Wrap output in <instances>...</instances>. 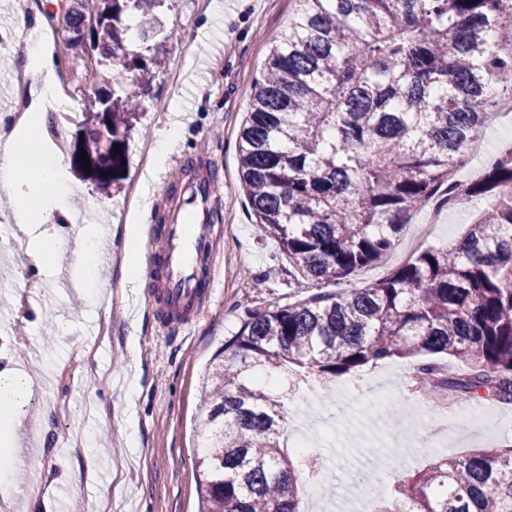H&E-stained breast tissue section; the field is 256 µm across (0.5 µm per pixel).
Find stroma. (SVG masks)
Masks as SVG:
<instances>
[{"mask_svg":"<svg viewBox=\"0 0 512 512\" xmlns=\"http://www.w3.org/2000/svg\"><path fill=\"white\" fill-rule=\"evenodd\" d=\"M291 0H162L159 15L170 33L156 46L164 66L150 70L141 92L143 107L125 142L126 175L109 193L100 192L88 171L72 159L64 175L72 190L68 204L104 233L98 250L104 262L91 289L96 305L70 288L76 232H69L53 265L32 264L33 252L19 233L13 207L0 190V267L8 269L10 296L0 300V329L13 318L14 293H29L21 320L28 341L0 352L5 366L27 370L38 394L20 407L12 448V474L49 462L51 481L43 493L19 497L11 512H197L202 383L225 341L244 319L271 304L287 303V274H273L281 257L248 210L239 178L238 141L253 84L272 46L288 25ZM56 75L67 104L79 114L68 130L70 148L96 131L91 92L81 82V59L55 45ZM483 154L471 155L462 177L482 169L512 146V119L496 116L481 133ZM167 144L162 164H144L145 148ZM206 157L220 172L216 204L223 221L215 288L185 335L161 337L143 305L151 271L124 281L121 268L129 226L139 233L160 224L157 201L180 186L177 160ZM473 218L464 210L430 223L418 211L403 230L398 248L381 264L359 273L355 285L382 277L423 243L447 246L464 237ZM289 416H325L336 445L315 449L337 502L348 504L349 480L363 474L367 487L392 485L393 459L419 469L435 452L415 445V415L400 426L371 405L344 399L336 385L311 383L288 398ZM482 415L454 419L451 458L473 448L496 447L512 426V405L485 399Z\"/></svg>","mask_w":512,"mask_h":512,"instance_id":"stroma-1","label":"stroma"}]
</instances>
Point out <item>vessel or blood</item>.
Here are the masks:
<instances>
[{"mask_svg": "<svg viewBox=\"0 0 512 512\" xmlns=\"http://www.w3.org/2000/svg\"><path fill=\"white\" fill-rule=\"evenodd\" d=\"M208 162H201L197 175H184L181 197L166 208L165 248L155 251L156 230H148L145 243L150 261H161L162 271L149 290L145 302L160 334L190 327L201 313L206 292L192 275L197 253L217 251L219 229L211 221L212 200L217 192L210 179Z\"/></svg>", "mask_w": 512, "mask_h": 512, "instance_id": "obj_1", "label": "vessel or blood"}]
</instances>
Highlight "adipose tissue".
<instances>
[{"label":"adipose tissue","instance_id":"ef3b65f1","mask_svg":"<svg viewBox=\"0 0 512 512\" xmlns=\"http://www.w3.org/2000/svg\"><path fill=\"white\" fill-rule=\"evenodd\" d=\"M28 70L38 98L54 93L53 52L41 38L29 46ZM59 163L39 132L10 137L0 148V187L18 194L22 200L15 213L18 229L28 238L44 263H51L61 241L58 226L65 218L48 210L49 197H68V186L58 180ZM29 379L21 372L0 375V445L11 446L14 408L29 397Z\"/></svg>","mask_w":512,"mask_h":512}]
</instances>
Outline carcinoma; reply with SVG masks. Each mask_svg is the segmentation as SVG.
Returning a JSON list of instances; mask_svg holds the SVG:
<instances>
[{
	"label": "carcinoma",
	"instance_id": "cac0c4a2",
	"mask_svg": "<svg viewBox=\"0 0 512 512\" xmlns=\"http://www.w3.org/2000/svg\"><path fill=\"white\" fill-rule=\"evenodd\" d=\"M288 27L252 88L239 140L251 214L288 258L305 290L250 314L214 364L199 458V512H303L299 465L284 436L286 394L260 384L291 365L330 382L393 358L446 355L468 372L441 385L458 397L512 405V148L461 183L495 200L460 241L421 247L360 287L350 277L382 262L448 170L466 163L492 116L494 86L512 54L494 49L502 0H293ZM160 0H72L64 42L93 60L96 116L125 145L141 108L127 74L161 65L127 48V13L140 40L167 39ZM108 191L124 152L81 145ZM512 512V437L499 447L441 458L398 481L373 512Z\"/></svg>",
	"mask_w": 512,
	"mask_h": 512
}]
</instances>
